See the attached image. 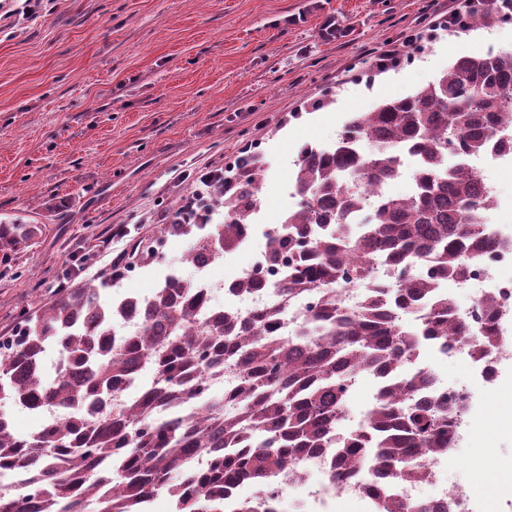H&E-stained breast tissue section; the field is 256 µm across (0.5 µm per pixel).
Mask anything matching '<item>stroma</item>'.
<instances>
[{"label": "stroma", "instance_id": "1", "mask_svg": "<svg viewBox=\"0 0 512 512\" xmlns=\"http://www.w3.org/2000/svg\"><path fill=\"white\" fill-rule=\"evenodd\" d=\"M463 0H42L36 17L0 20V219L47 227L0 274V337L53 297L59 282L127 270L113 295L191 275L187 236L157 227L202 191V173L254 153L263 170L256 227L294 208L299 149L329 144L354 113L411 94L464 55L512 49V24L477 40L444 25ZM352 26L326 40V17ZM429 46L402 58L409 37ZM159 241L157 259L131 256ZM470 438L444 481L486 506L512 491V379L481 393ZM499 469L498 483L488 480Z\"/></svg>", "mask_w": 512, "mask_h": 512}]
</instances>
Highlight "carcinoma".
Masks as SVG:
<instances>
[{
    "mask_svg": "<svg viewBox=\"0 0 512 512\" xmlns=\"http://www.w3.org/2000/svg\"><path fill=\"white\" fill-rule=\"evenodd\" d=\"M509 18L512 0H469L449 31ZM350 31L328 17L320 34L339 39ZM501 123L512 125V50L460 57L414 93L355 113L332 146L304 145L292 179L298 207L267 238L266 262L283 278L271 283L254 271L231 288L268 293L248 317L222 306L201 316L211 297L199 265L242 244L261 203L253 156L208 187L206 209H223L221 222L179 210L160 228L162 235L201 231L183 258L194 275L171 273L146 296L117 300L114 276L60 289L18 335L0 340V403L37 415L62 404L85 416L41 427L24 443L0 413V470L15 469L25 481L21 490H0V512H147L161 493L173 512H225L224 497L245 484L257 492L244 512H279L275 497L263 494L273 474L320 452L331 454L336 476L377 477L369 485L377 512H427L385 486L426 481L424 460L448 454L457 408L446 397L428 400L430 376L406 364L421 346L446 348L451 337L470 341L478 357L501 344L490 318L475 333L460 325L445 290L497 245L484 232L491 202L466 158L511 148L492 139ZM450 145L458 149L453 166ZM408 151L418 160L412 192L382 196L353 223L367 188L394 177ZM45 231L20 217L0 220V266ZM385 266L400 272L392 285L376 281ZM343 283L365 286L353 308L337 296ZM309 298L306 317L281 336V321ZM133 316L137 331L108 345L112 324ZM50 349L61 370L49 382ZM226 365L235 379L215 397L204 376L222 375ZM147 371L156 381L133 393ZM363 376L377 382L374 406L344 431L348 392ZM198 453L209 455V466L188 470Z\"/></svg>",
    "mask_w": 512,
    "mask_h": 512,
    "instance_id": "1",
    "label": "carcinoma"
}]
</instances>
